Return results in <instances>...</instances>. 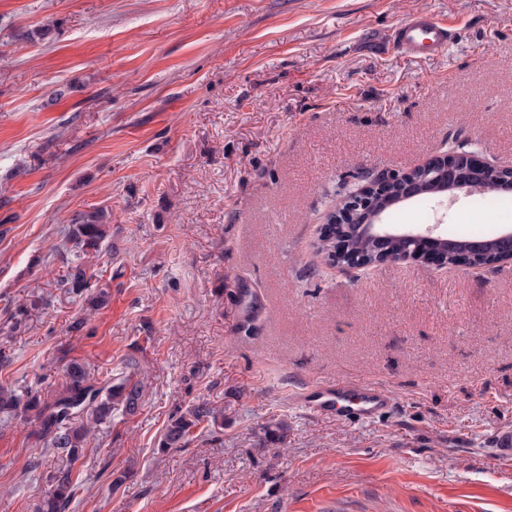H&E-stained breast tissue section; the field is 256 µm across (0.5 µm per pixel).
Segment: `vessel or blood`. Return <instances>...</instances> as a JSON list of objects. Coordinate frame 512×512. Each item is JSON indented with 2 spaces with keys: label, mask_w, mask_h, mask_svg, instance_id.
Wrapping results in <instances>:
<instances>
[{
  "label": "vessel or blood",
  "mask_w": 512,
  "mask_h": 512,
  "mask_svg": "<svg viewBox=\"0 0 512 512\" xmlns=\"http://www.w3.org/2000/svg\"><path fill=\"white\" fill-rule=\"evenodd\" d=\"M396 37L409 53L425 55L445 49L451 39V31L443 20L425 15L403 21L396 30ZM298 400L317 412L330 411L341 417L361 419L380 416L391 403L390 395L381 387L351 381L315 386L312 391L299 394Z\"/></svg>",
  "instance_id": "1"
}]
</instances>
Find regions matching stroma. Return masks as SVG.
Instances as JSON below:
<instances>
[{
  "mask_svg": "<svg viewBox=\"0 0 512 512\" xmlns=\"http://www.w3.org/2000/svg\"><path fill=\"white\" fill-rule=\"evenodd\" d=\"M417 14L453 22L445 50L373 48ZM454 136L512 167V0H0V385L48 396L76 361L148 387L96 427L71 512H512V262L314 250L342 183ZM99 209L95 311L58 281ZM389 221L486 236L512 208ZM341 377L392 408L296 404ZM203 401L223 430L159 451ZM32 430L0 414V512H37L68 464ZM73 228L69 231V239L83 255L97 253L107 237L104 215L98 212L79 215Z\"/></svg>",
  "mask_w": 512,
  "mask_h": 512,
  "instance_id": "35a3bbf8",
  "label": "stroma"
}]
</instances>
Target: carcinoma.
Returning <instances> with one entry per match:
<instances>
[{"mask_svg": "<svg viewBox=\"0 0 512 512\" xmlns=\"http://www.w3.org/2000/svg\"><path fill=\"white\" fill-rule=\"evenodd\" d=\"M447 191L448 181L441 174L435 179L418 181L409 196L403 187L392 186L376 198L371 210L356 215L352 223L327 225L324 235L318 239L317 253L323 256L340 254L345 260L381 264L387 257H399L410 250L422 262L421 247L407 249L400 237H381L372 225L376 224V215L399 202L408 198L414 201L430 199ZM106 237L104 215L98 212L78 216L69 231V239L84 255L98 252ZM439 249L447 255L450 266L460 263L483 266L495 261L503 252L512 253V233L480 239L443 236ZM61 284L73 294H89V301L97 307L108 297V292L98 288V283L92 281L80 265L71 267ZM145 396L146 385L134 379V374L100 385L86 366L78 362L66 367L61 387L49 398L37 390L21 398L14 390L0 387V413L33 425L34 434L69 461L67 468L50 477V489L45 494L41 512H67L75 494L73 465L82 453L92 426H98L116 414H135ZM83 417L86 418L84 422L81 421ZM202 425L212 433L216 428L224 427V411L202 401L184 413L171 416L160 447L164 451L188 447L193 441L192 431Z\"/></svg>", "mask_w": 512, "mask_h": 512, "instance_id": "cac0c4a2", "label": "carcinoma"}]
</instances>
